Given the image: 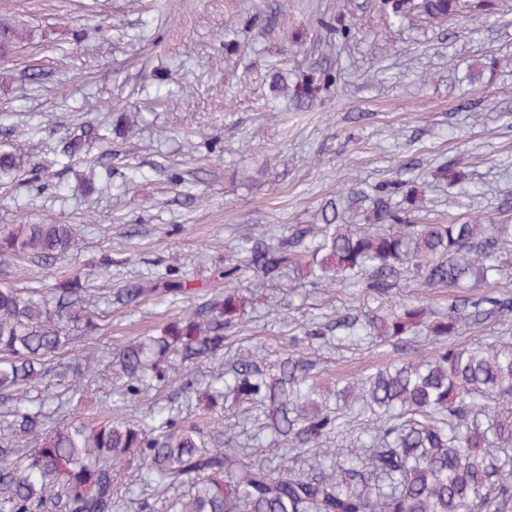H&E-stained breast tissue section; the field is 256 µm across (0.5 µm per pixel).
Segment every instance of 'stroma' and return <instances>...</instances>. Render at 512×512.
I'll use <instances>...</instances> for the list:
<instances>
[{
	"instance_id": "obj_1",
	"label": "stroma",
	"mask_w": 512,
	"mask_h": 512,
	"mask_svg": "<svg viewBox=\"0 0 512 512\" xmlns=\"http://www.w3.org/2000/svg\"><path fill=\"white\" fill-rule=\"evenodd\" d=\"M288 11L274 29L251 18L253 0H0V22L24 39L0 55V151L26 158L0 178V228L70 224L75 255L45 264L0 260V287L46 288L75 275L118 290L169 268L189 279L188 295L131 305L101 301L93 337L60 349L42 395L67 386L64 365L100 354L201 308L222 291L236 253L225 241L287 235L318 223L336 202L344 221L367 223L376 188L421 184V224L483 216L512 224V12L474 11L444 25L411 14L388 26L378 0H348V40L337 41L336 0H265ZM336 81L297 107L295 84L314 69ZM40 71L38 82L28 79ZM102 127L86 159L68 157L72 138ZM464 183L432 181L440 167ZM503 279L478 288L426 293L430 319L452 303L494 293L512 297V251ZM245 315L223 358L185 365L211 382L241 354L266 369L300 353L331 383L431 350L386 339L329 345L300 335L306 324L384 307L357 288L325 290L283 277L248 289ZM144 405H182L187 421L237 425L247 457L278 466L271 437L247 406L186 403L176 386L145 393Z\"/></svg>"
}]
</instances>
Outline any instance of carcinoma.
I'll return each mask as SVG.
<instances>
[{
    "label": "carcinoma",
    "instance_id": "carcinoma-1",
    "mask_svg": "<svg viewBox=\"0 0 512 512\" xmlns=\"http://www.w3.org/2000/svg\"><path fill=\"white\" fill-rule=\"evenodd\" d=\"M389 22L419 11L444 20L470 10L494 13L500 0H383ZM21 40L20 29L0 25V53ZM323 70L298 85L295 97L311 99ZM23 157L0 153V174L16 171ZM398 205H391L395 196ZM414 192L400 180L377 187L374 223L345 224L333 205L322 224L298 228L265 249L236 244L240 264L224 269V299L209 315L191 314L158 336L118 348L115 362L82 355L66 394L52 410L10 405L12 397L42 383L47 365L70 331H93L88 315L96 289L78 278L42 288H0V430L36 436L27 451L0 445V512H115L117 478L164 499L163 512H479L512 500V336L488 343L444 344L431 354L379 367L364 378L325 387L302 355L281 362L277 373L248 353L229 367L226 396L262 410L264 428L285 441L283 464L273 469L239 452L234 427L215 443L178 409L148 407L127 420L128 407L152 382L179 385L186 398L197 388L176 366L224 353L228 332L242 319L240 271L254 273L249 287L294 269L325 288H343L359 277L368 294L390 297L402 272L424 288H477L502 272L501 254L512 246V224L414 223ZM76 246L70 224H18L0 230V257L52 261ZM162 292L189 293L187 279L169 269L117 293L125 304ZM423 298L400 302L382 315L336 320V340L384 336L402 340L419 332L443 341L492 315L512 311V297L486 295L452 306L438 321H425ZM116 365L124 378L105 418L86 423L79 407L101 366ZM380 413L363 427L361 447L346 457L326 447L350 415ZM68 413L61 422L59 413ZM179 493L167 496L171 490Z\"/></svg>",
    "mask_w": 512,
    "mask_h": 512
}]
</instances>
